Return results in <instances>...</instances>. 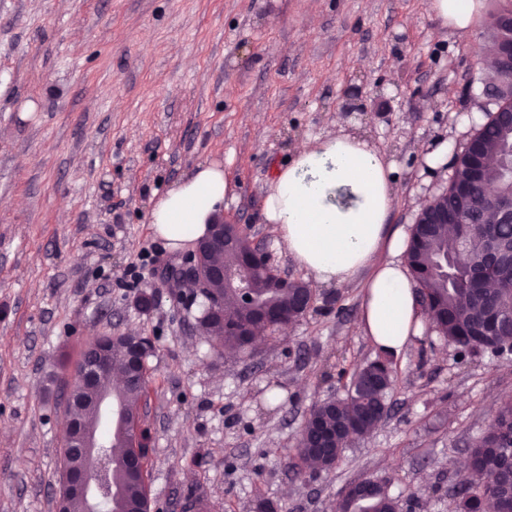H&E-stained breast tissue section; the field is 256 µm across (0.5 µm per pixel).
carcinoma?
I'll return each instance as SVG.
<instances>
[{
  "mask_svg": "<svg viewBox=\"0 0 512 512\" xmlns=\"http://www.w3.org/2000/svg\"><path fill=\"white\" fill-rule=\"evenodd\" d=\"M509 111L512 100L497 102L495 109L487 111L486 122L455 156L448 186L435 200V208L453 212L460 205L458 188L466 186L476 204L471 218L452 236L439 224H416L410 234V277L433 314L435 331L469 356L512 347V222L501 221L494 205L482 195L486 186L494 184L500 194L512 196L508 174L512 159L505 151L512 142V124L504 117ZM252 252L250 237L242 235L235 249L224 252V267L243 269ZM247 277L266 315L247 330L235 289L226 290L218 283L213 293H202L195 300L200 310L198 329L226 348H247L258 327L270 334L282 329L272 316L290 311L309 290L304 282L272 287L278 270L271 265L249 271ZM392 364L391 356L380 355L357 369L347 382L346 396L334 405L315 404L305 425L321 430L339 425L360 436L370 432L388 414ZM140 378L135 388H112V397L131 409L139 407L149 386L144 364ZM343 436L342 432L336 434V453L326 456L307 447L313 435L300 433L289 466L296 471L309 466L318 471L334 469L344 451ZM106 444L103 454L112 457V484L122 490L121 502L106 512H144L145 439L135 448L128 433L114 431ZM366 483L368 488L360 496L353 495L354 485L346 488L344 512H402V499L390 493L389 480L368 479ZM454 495L460 512H512V399L502 403L471 448L469 471L458 476Z\"/></svg>",
  "mask_w": 512,
  "mask_h": 512,
  "instance_id": "carcinoma-1",
  "label": "carcinoma"
}]
</instances>
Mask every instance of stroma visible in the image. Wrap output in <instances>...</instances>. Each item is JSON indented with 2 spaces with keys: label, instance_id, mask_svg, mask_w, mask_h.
<instances>
[{
  "label": "stroma",
  "instance_id": "35a3bbf8",
  "mask_svg": "<svg viewBox=\"0 0 512 512\" xmlns=\"http://www.w3.org/2000/svg\"><path fill=\"white\" fill-rule=\"evenodd\" d=\"M429 2L0 0V512H55L67 370L93 335L131 332L155 341L152 512L189 495L207 512H334L349 483L383 476L413 512H448L457 463L512 398V354L463 361L425 329L394 358L386 418L334 470L295 475L310 408L379 354L356 330L361 277L317 287L306 316L229 357L156 277L192 243L149 224L166 187L218 163L237 185L225 216L306 280L265 199L303 142L341 127L392 162L388 221L411 230L486 119L480 50L499 5L481 0L464 44Z\"/></svg>",
  "mask_w": 512,
  "mask_h": 512
}]
</instances>
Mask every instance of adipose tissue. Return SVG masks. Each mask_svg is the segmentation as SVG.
<instances>
[{
    "instance_id": "1",
    "label": "adipose tissue",
    "mask_w": 512,
    "mask_h": 512,
    "mask_svg": "<svg viewBox=\"0 0 512 512\" xmlns=\"http://www.w3.org/2000/svg\"><path fill=\"white\" fill-rule=\"evenodd\" d=\"M429 7L460 41L474 37L475 5L431 0ZM393 168L361 138L337 131L304 143L281 168L265 200V218L297 265L321 285L340 284L368 271L359 331L381 351L400 352L425 320L407 268L402 230L386 219L398 194ZM236 185L219 165L199 167L154 204L150 224L170 247L204 237Z\"/></svg>"
}]
</instances>
